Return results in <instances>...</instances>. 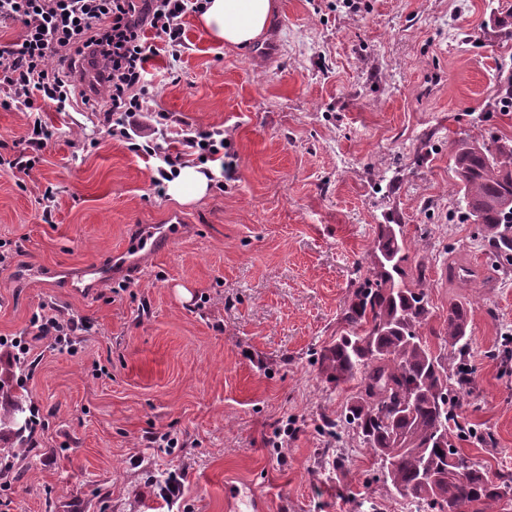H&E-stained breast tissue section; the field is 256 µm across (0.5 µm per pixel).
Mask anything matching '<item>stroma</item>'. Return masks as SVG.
I'll list each match as a JSON object with an SVG mask.
<instances>
[{
	"mask_svg": "<svg viewBox=\"0 0 512 512\" xmlns=\"http://www.w3.org/2000/svg\"><path fill=\"white\" fill-rule=\"evenodd\" d=\"M512 0H279L241 52L183 19L174 74L149 63L151 109L182 129L220 128L236 155L201 198L151 185L155 159L112 139L97 112L42 117L55 129L29 174L0 173V385L35 417L33 447L0 474V512H415L388 491L357 440L323 432L353 393L319 351L384 215L426 268L430 325L471 311L475 382L462 415L493 446L461 442L512 473V277L493 271L460 205L462 140L512 139L503 111ZM165 250L114 265L151 227ZM486 270L481 288L442 278L449 255ZM107 273L86 298L84 268ZM39 313L88 322L72 348L17 355ZM167 434L173 447L160 448ZM181 481L168 501L158 473Z\"/></svg>",
	"mask_w": 512,
	"mask_h": 512,
	"instance_id": "35a3bbf8",
	"label": "stroma"
}]
</instances>
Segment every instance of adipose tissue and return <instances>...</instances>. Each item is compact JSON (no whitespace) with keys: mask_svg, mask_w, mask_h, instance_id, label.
<instances>
[{"mask_svg":"<svg viewBox=\"0 0 512 512\" xmlns=\"http://www.w3.org/2000/svg\"><path fill=\"white\" fill-rule=\"evenodd\" d=\"M276 12L275 0H208L199 24L214 41L245 48L263 37Z\"/></svg>","mask_w":512,"mask_h":512,"instance_id":"adipose-tissue-1","label":"adipose tissue"}]
</instances>
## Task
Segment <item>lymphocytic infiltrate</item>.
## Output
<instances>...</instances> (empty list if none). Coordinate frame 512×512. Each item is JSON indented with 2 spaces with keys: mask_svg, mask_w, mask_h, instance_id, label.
<instances>
[{
  "mask_svg": "<svg viewBox=\"0 0 512 512\" xmlns=\"http://www.w3.org/2000/svg\"><path fill=\"white\" fill-rule=\"evenodd\" d=\"M207 0H0V23L20 24L12 41L0 42V107L33 111L34 129L27 149L0 154V171L29 172L52 136L40 113L50 105L65 112L77 96L74 76L83 66L97 68L108 93L103 125L109 135L128 142L132 151L157 159L151 179L155 189L177 177L188 158L210 162L224 158L220 129L172 132L167 114L150 111L153 87L149 60L166 51L180 59L184 46L182 19L199 14ZM32 342L71 341L84 321L37 314L31 321Z\"/></svg>",
  "mask_w": 512,
  "mask_h": 512,
  "instance_id": "1",
  "label": "lymphocytic infiltrate"
}]
</instances>
